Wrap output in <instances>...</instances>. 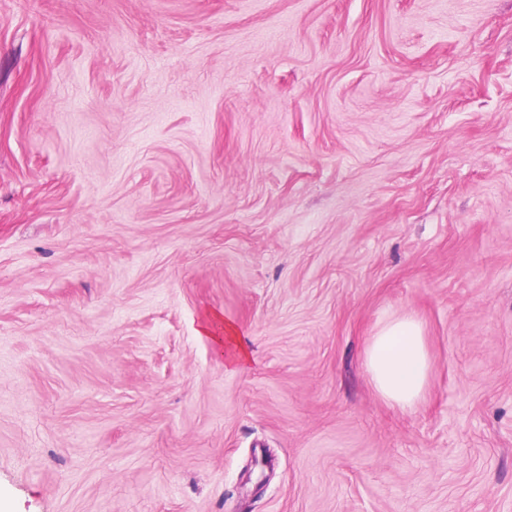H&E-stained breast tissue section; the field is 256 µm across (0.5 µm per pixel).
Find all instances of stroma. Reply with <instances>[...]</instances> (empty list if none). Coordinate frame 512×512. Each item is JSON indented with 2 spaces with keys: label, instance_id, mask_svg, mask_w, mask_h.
Listing matches in <instances>:
<instances>
[{
  "label": "stroma",
  "instance_id": "1",
  "mask_svg": "<svg viewBox=\"0 0 512 512\" xmlns=\"http://www.w3.org/2000/svg\"><path fill=\"white\" fill-rule=\"evenodd\" d=\"M0 512H512V0H0ZM202 333L212 340L218 352H224L226 369L238 370L249 362V354L240 344L237 329L231 322L224 323L223 327L218 314H206L202 322ZM367 370L376 392L403 411L423 397L429 360L420 323L405 316L387 322L366 349Z\"/></svg>",
  "mask_w": 512,
  "mask_h": 512
}]
</instances>
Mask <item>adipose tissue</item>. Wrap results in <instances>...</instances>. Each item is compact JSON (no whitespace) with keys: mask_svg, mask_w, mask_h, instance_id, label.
<instances>
[{"mask_svg":"<svg viewBox=\"0 0 512 512\" xmlns=\"http://www.w3.org/2000/svg\"><path fill=\"white\" fill-rule=\"evenodd\" d=\"M202 332L225 356V367L247 365L249 354L240 344L232 323L218 314L205 315ZM365 360L376 392L388 403L407 411L420 402L428 381L429 360L420 323L405 316L387 322L370 342Z\"/></svg>","mask_w":512,"mask_h":512,"instance_id":"ef3b65f1","label":"adipose tissue"}]
</instances>
